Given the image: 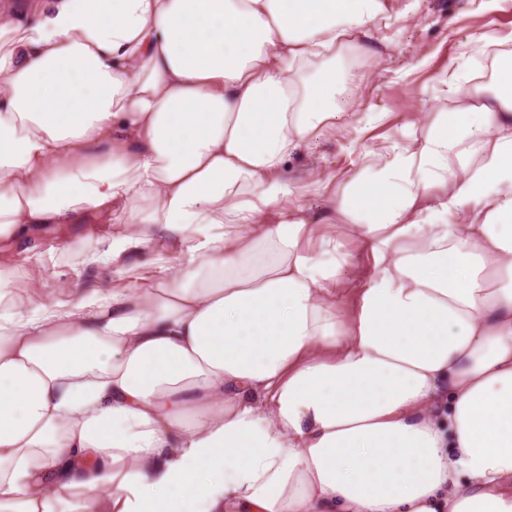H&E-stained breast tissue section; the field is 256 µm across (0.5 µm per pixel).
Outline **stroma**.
Wrapping results in <instances>:
<instances>
[{
    "instance_id": "35a3bbf8",
    "label": "stroma",
    "mask_w": 512,
    "mask_h": 512,
    "mask_svg": "<svg viewBox=\"0 0 512 512\" xmlns=\"http://www.w3.org/2000/svg\"><path fill=\"white\" fill-rule=\"evenodd\" d=\"M512 51V0H419L409 14L390 12L373 34L342 110L322 133L288 161L295 184L288 206L309 214L329 207L341 191L340 175L369 162L371 150L422 137L424 106L455 107L445 79L470 75L488 47ZM113 225L87 217L49 227L29 243L0 254V281L34 306L44 295L73 301L93 289L140 290L152 284V261L179 254V241L131 254L123 271L111 263L87 266L79 245L107 248Z\"/></svg>"
}]
</instances>
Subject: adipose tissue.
Listing matches in <instances>:
<instances>
[{
	"label": "adipose tissue",
	"mask_w": 512,
	"mask_h": 512,
	"mask_svg": "<svg viewBox=\"0 0 512 512\" xmlns=\"http://www.w3.org/2000/svg\"><path fill=\"white\" fill-rule=\"evenodd\" d=\"M392 3L0 8V248L182 244L140 291L0 282V512H512V52L330 212L281 204Z\"/></svg>",
	"instance_id": "obj_1"
}]
</instances>
